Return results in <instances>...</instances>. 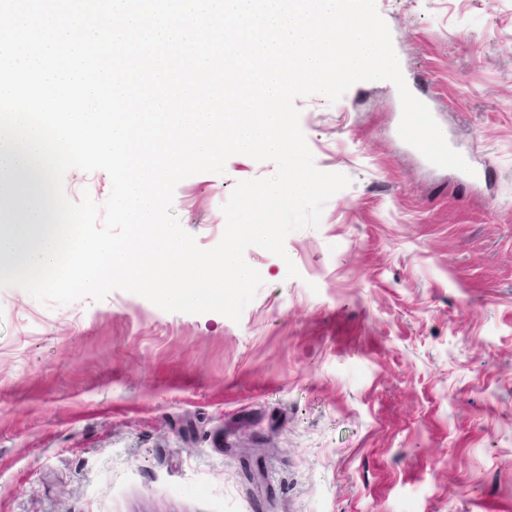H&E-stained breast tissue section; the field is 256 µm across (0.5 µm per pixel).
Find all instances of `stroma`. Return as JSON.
Masks as SVG:
<instances>
[{"instance_id": "obj_1", "label": "stroma", "mask_w": 512, "mask_h": 512, "mask_svg": "<svg viewBox=\"0 0 512 512\" xmlns=\"http://www.w3.org/2000/svg\"><path fill=\"white\" fill-rule=\"evenodd\" d=\"M376 4L489 179L431 165L395 85L359 82L295 101L351 184L288 260L246 250L240 321L0 288V512H512V0ZM275 170L232 156L173 211L211 248L235 184Z\"/></svg>"}]
</instances>
